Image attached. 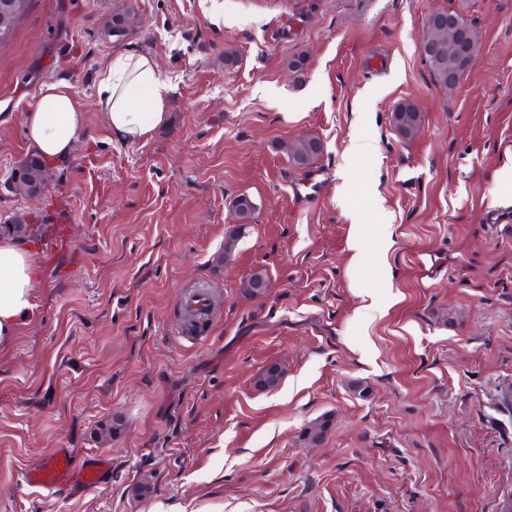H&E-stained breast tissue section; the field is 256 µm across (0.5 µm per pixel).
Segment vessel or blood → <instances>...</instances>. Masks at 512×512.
Segmentation results:
<instances>
[{
    "label": "vessel or blood",
    "instance_id": "b4317fda",
    "mask_svg": "<svg viewBox=\"0 0 512 512\" xmlns=\"http://www.w3.org/2000/svg\"><path fill=\"white\" fill-rule=\"evenodd\" d=\"M111 460L106 455L78 456L72 449L56 448L38 466L23 473L27 486L54 493L62 489L92 491L110 476Z\"/></svg>",
    "mask_w": 512,
    "mask_h": 512
}]
</instances>
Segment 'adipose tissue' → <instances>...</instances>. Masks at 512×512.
I'll list each match as a JSON object with an SVG mask.
<instances>
[{
  "label": "adipose tissue",
  "mask_w": 512,
  "mask_h": 512,
  "mask_svg": "<svg viewBox=\"0 0 512 512\" xmlns=\"http://www.w3.org/2000/svg\"><path fill=\"white\" fill-rule=\"evenodd\" d=\"M170 91L169 79L152 56L121 52L109 56L99 70L97 105L113 138L138 143L166 122ZM25 124L30 145L54 162L68 160L86 135L82 106L63 80L44 85ZM41 279L24 247L0 239V348L33 319Z\"/></svg>",
  "instance_id": "1"
}]
</instances>
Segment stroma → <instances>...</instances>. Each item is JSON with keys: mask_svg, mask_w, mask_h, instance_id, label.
Segmentation results:
<instances>
[{"mask_svg": "<svg viewBox=\"0 0 512 512\" xmlns=\"http://www.w3.org/2000/svg\"><path fill=\"white\" fill-rule=\"evenodd\" d=\"M437 11L482 35L448 91L419 50ZM128 50L174 85L167 124L135 144L96 107L101 61ZM59 79L88 134L29 198L5 180ZM402 101L424 114L409 140L390 122ZM301 137L324 145L313 167L290 158ZM316 170L319 195L295 197ZM242 194L258 208L224 264ZM59 216L74 243L47 263L30 242L37 314L0 349V512H500L512 496V0H31L0 44V225ZM258 268L270 286L251 297ZM192 288L214 309L187 334ZM272 363L279 387H257ZM54 448L108 455V483L23 485Z\"/></svg>", "mask_w": 512, "mask_h": 512, "instance_id": "1", "label": "stroma"}]
</instances>
